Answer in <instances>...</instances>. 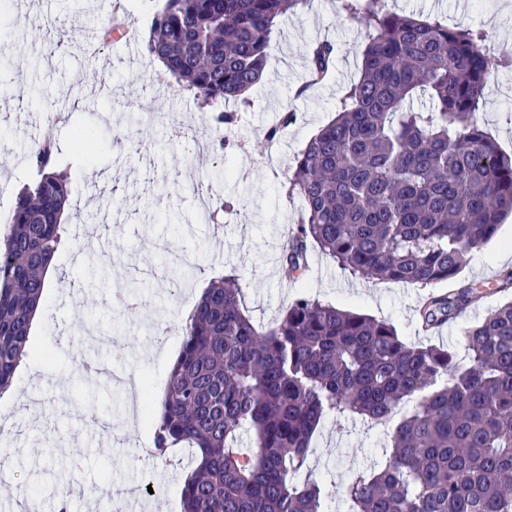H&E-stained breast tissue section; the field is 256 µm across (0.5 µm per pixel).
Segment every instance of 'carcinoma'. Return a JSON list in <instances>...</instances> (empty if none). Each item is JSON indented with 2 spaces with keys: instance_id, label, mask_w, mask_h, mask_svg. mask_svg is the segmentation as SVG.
I'll list each match as a JSON object with an SVG mask.
<instances>
[{
  "instance_id": "obj_1",
  "label": "carcinoma",
  "mask_w": 512,
  "mask_h": 512,
  "mask_svg": "<svg viewBox=\"0 0 512 512\" xmlns=\"http://www.w3.org/2000/svg\"><path fill=\"white\" fill-rule=\"evenodd\" d=\"M311 0H165L147 52L212 119L246 101L262 77L277 21ZM368 28L361 74L335 119L288 176L304 206L282 271L298 279L315 246L372 280L426 288L454 278L466 256L512 215V155L478 119L494 62L486 32L338 0ZM336 46L311 50L309 85ZM425 99L428 110L415 107ZM40 179L0 230V392L28 356L32 323L62 243L69 191L52 170L53 142L29 155ZM236 275L209 282L182 327L161 397L150 400L154 445L192 448L183 512H330L322 486L295 480L328 416L378 422L412 403L389 447L343 489L344 512H512V301L463 329L470 364L405 342L387 321L299 293L272 324L243 309ZM480 296L463 283L429 295L422 325L462 315Z\"/></svg>"
}]
</instances>
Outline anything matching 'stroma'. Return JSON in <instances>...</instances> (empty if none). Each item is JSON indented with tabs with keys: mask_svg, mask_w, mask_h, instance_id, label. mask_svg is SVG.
<instances>
[{
	"mask_svg": "<svg viewBox=\"0 0 512 512\" xmlns=\"http://www.w3.org/2000/svg\"><path fill=\"white\" fill-rule=\"evenodd\" d=\"M117 0H0V48L12 64L0 93V211L10 212L21 188L39 173L29 151L41 136L48 110L63 112L53 135L56 163L69 181L65 242L49 273L31 329V352L0 394V441L14 450L12 478L0 484V500L17 512L38 500L41 512H57L54 475L68 455L67 439L81 452L70 487L81 489L75 512L109 488L151 486L141 512H182L181 483L193 452L177 448L145 458L141 447L154 436L149 414L133 417L120 389L80 371L81 359L135 371L152 393L163 392L183 335L181 326L199 288L230 273L243 283L242 303L257 322H274L295 295L320 300L391 322L408 342L448 349L463 361L465 326L512 300L497 291L512 258L497 255L512 243V219L474 249L456 278L415 288L367 280L342 269L318 248L309 251L304 282L286 280L282 248L301 221L302 202L289 195L295 159L332 120L346 87L360 75L366 29L340 13L336 0L282 17L269 45L260 82L245 102H228L237 113L232 130L216 126L209 109L189 90L170 86L160 62L144 44L164 0H124V33L85 52ZM390 10L451 26L485 30V50L498 59L479 117L504 153L512 154V0H388ZM334 42L339 53L330 78L305 88L310 48ZM289 122H282V115ZM91 127L93 147L74 146L75 130ZM278 129L275 143L267 134ZM229 137L226 156L212 144ZM232 207L210 220L216 201ZM137 278L138 316L122 313L113 294ZM473 281L486 288L463 317L424 332L418 307L428 293L443 294ZM391 424L345 416L326 418L312 438L300 479L324 484L335 512L339 492L375 456Z\"/></svg>",
	"mask_w": 512,
	"mask_h": 512,
	"instance_id": "obj_1",
	"label": "stroma"
}]
</instances>
